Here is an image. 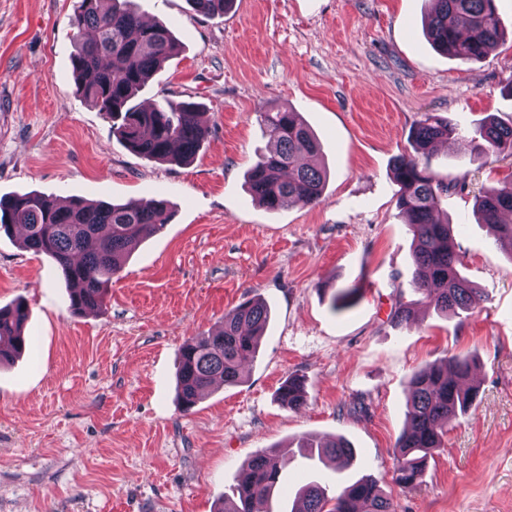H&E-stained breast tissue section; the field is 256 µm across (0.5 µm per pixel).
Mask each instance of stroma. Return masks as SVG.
I'll list each match as a JSON object with an SVG mask.
<instances>
[{
	"label": "stroma",
	"mask_w": 512,
	"mask_h": 512,
	"mask_svg": "<svg viewBox=\"0 0 512 512\" xmlns=\"http://www.w3.org/2000/svg\"><path fill=\"white\" fill-rule=\"evenodd\" d=\"M79 0H0V195L123 203L164 199L173 218L113 276L105 305L79 315L48 257L0 237V307L25 300L30 343L0 365V512H216L244 462L298 436L346 437L362 469L295 456L281 499L318 479L330 491L371 474L395 512H512V255L479 223L474 197L512 158L470 159L475 125L512 124V37L462 62L425 36L430 0H233L204 17L187 0H135L168 24L177 55L138 93L199 103L209 130L189 163L149 162L75 91L68 21ZM298 112L322 145L320 200L270 212L246 192L269 138L259 112ZM459 133L430 153L450 191L460 271L484 300L443 315L413 287L412 233L392 163L423 113ZM351 289L335 303L321 282ZM271 319L245 381L189 412L176 361L251 297ZM410 322H391L395 303ZM473 358L480 393L447 428L421 483L394 481L411 375ZM304 380L301 408L277 397Z\"/></svg>",
	"instance_id": "obj_1"
}]
</instances>
